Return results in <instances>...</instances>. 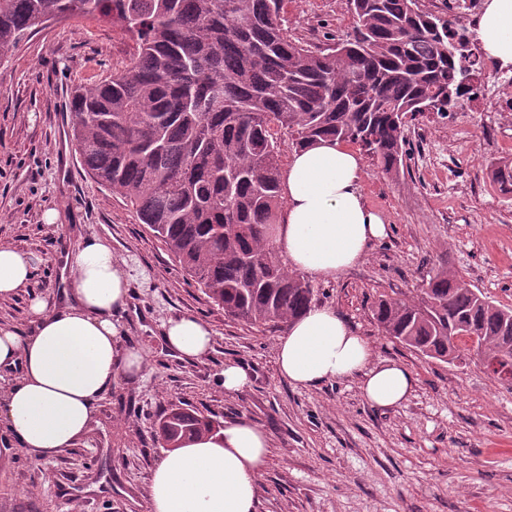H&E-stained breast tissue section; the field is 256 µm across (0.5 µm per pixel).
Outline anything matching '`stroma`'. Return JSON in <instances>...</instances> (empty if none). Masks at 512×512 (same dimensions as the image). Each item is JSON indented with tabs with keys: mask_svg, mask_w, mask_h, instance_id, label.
Returning <instances> with one entry per match:
<instances>
[{
	"mask_svg": "<svg viewBox=\"0 0 512 512\" xmlns=\"http://www.w3.org/2000/svg\"><path fill=\"white\" fill-rule=\"evenodd\" d=\"M286 20L291 35L312 46L354 26L345 0H290ZM134 50L120 27L71 16L0 51V242L40 258L28 288L0 303V320L29 328V299L68 286L62 249L98 238L129 276L118 347L151 348L145 370L98 401L83 444L36 461L0 428V512H148L164 453L154 424L173 405L223 424L245 418L268 434L258 512H512V390L486 374L475 352L447 364L392 342L371 311L382 296H419L444 264L512 307V193L491 180L496 161L512 157V112L464 110L410 123L404 170L394 179L362 160L360 191L387 232L359 263L314 286L319 305L365 336L375 360L413 374L407 401L380 409L353 378L289 383L277 366L284 328L225 317L136 212L85 172L71 137L72 94L123 70ZM51 209L59 226L45 220ZM186 314L215 332L194 362L160 344L164 325ZM229 361L252 371L233 397L222 385Z\"/></svg>",
	"mask_w": 512,
	"mask_h": 512,
	"instance_id": "obj_1",
	"label": "stroma"
}]
</instances>
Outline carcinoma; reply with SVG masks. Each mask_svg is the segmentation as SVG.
<instances>
[{"instance_id": "carcinoma-1", "label": "carcinoma", "mask_w": 512, "mask_h": 512, "mask_svg": "<svg viewBox=\"0 0 512 512\" xmlns=\"http://www.w3.org/2000/svg\"><path fill=\"white\" fill-rule=\"evenodd\" d=\"M288 0H0V49L60 17H98L136 38L128 66L72 101L86 172L132 207L228 318L278 327L317 300L273 244L281 143L352 144L389 178L408 122L444 120L482 75L473 33L422 0H346L353 34L312 48L288 34ZM492 181L512 192V159ZM384 335L451 363L471 350L512 366V309L441 266L417 300L380 299ZM219 423L190 408L159 419L181 448Z\"/></svg>"}]
</instances>
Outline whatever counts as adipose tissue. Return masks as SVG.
Returning a JSON list of instances; mask_svg holds the SVG:
<instances>
[{
  "mask_svg": "<svg viewBox=\"0 0 512 512\" xmlns=\"http://www.w3.org/2000/svg\"><path fill=\"white\" fill-rule=\"evenodd\" d=\"M484 51L501 67L512 65V0H487L477 19ZM361 158L336 142L322 141L294 152L282 176L286 201L273 240L290 268L330 280L361 261L385 233L381 216L359 191ZM73 271L64 305L31 297V330L0 322V423L34 460L76 447L93 420L95 404L113 384L128 381L147 365L143 349L118 352L121 325L115 314L129 299V280L106 242L93 239L67 255ZM33 253L0 243V301L28 286ZM178 358H202L214 342L204 320L185 315L163 331ZM371 344L336 310L316 306L290 323L277 342L280 374L310 388L326 381L360 379L372 406L404 403L414 385L401 363H373ZM269 438L239 419L217 434L166 452L156 465L148 512H257L259 479Z\"/></svg>",
  "mask_w": 512,
  "mask_h": 512,
  "instance_id": "obj_1",
  "label": "adipose tissue"
}]
</instances>
